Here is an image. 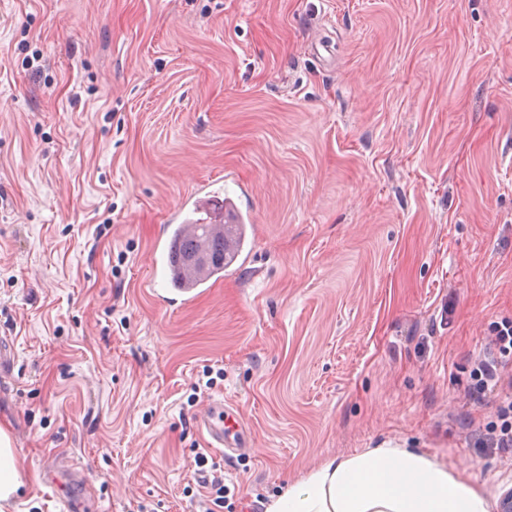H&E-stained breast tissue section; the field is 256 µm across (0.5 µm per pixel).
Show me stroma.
<instances>
[{
    "label": "stroma",
    "mask_w": 512,
    "mask_h": 512,
    "mask_svg": "<svg viewBox=\"0 0 512 512\" xmlns=\"http://www.w3.org/2000/svg\"><path fill=\"white\" fill-rule=\"evenodd\" d=\"M201 183L247 256L170 303L154 258ZM504 321L512 0H0L10 512H205L199 452L224 512L364 448L502 499L512 355L479 396L473 369ZM231 418L230 413L220 406L217 414L215 412H209L206 416L200 419V425L202 429H205L210 441L209 446L220 451L225 452L226 449H230L227 439L235 437L236 433L232 432L233 425H229ZM225 447V448H224Z\"/></svg>",
    "instance_id": "stroma-1"
}]
</instances>
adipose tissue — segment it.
Segmentation results:
<instances>
[{"instance_id":"ef3b65f1","label":"adipose tissue","mask_w":512,"mask_h":512,"mask_svg":"<svg viewBox=\"0 0 512 512\" xmlns=\"http://www.w3.org/2000/svg\"><path fill=\"white\" fill-rule=\"evenodd\" d=\"M7 427L0 423V512L26 493ZM265 512H492L486 492L427 454L367 448L329 458L271 497Z\"/></svg>"}]
</instances>
